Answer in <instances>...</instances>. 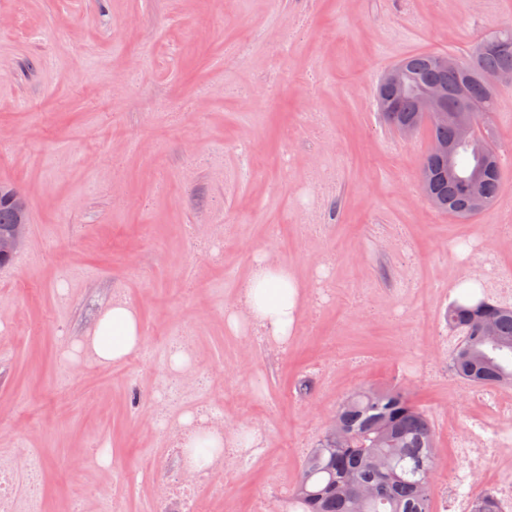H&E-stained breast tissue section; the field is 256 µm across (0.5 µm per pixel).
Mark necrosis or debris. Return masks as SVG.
<instances>
[{
    "mask_svg": "<svg viewBox=\"0 0 512 512\" xmlns=\"http://www.w3.org/2000/svg\"><path fill=\"white\" fill-rule=\"evenodd\" d=\"M473 273L500 306L512 308V266L503 264L498 252L485 254ZM464 395L480 396L484 412L449 434L454 465L440 463L431 482L437 512H512V395L499 383L458 381ZM186 428L169 432L167 444L176 463L157 485L153 512H211L200 490L211 480L208 470L198 471L181 463V441ZM494 474H487L488 462Z\"/></svg>",
    "mask_w": 512,
    "mask_h": 512,
    "instance_id": "1",
    "label": "necrosis or debris"
}]
</instances>
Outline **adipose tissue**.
Returning a JSON list of instances; mask_svg holds the SVG:
<instances>
[{"instance_id": "obj_1", "label": "adipose tissue", "mask_w": 512, "mask_h": 512, "mask_svg": "<svg viewBox=\"0 0 512 512\" xmlns=\"http://www.w3.org/2000/svg\"><path fill=\"white\" fill-rule=\"evenodd\" d=\"M241 296L242 308L227 314L229 330L239 334L259 326L276 341H288L301 316L305 296L287 265L267 254L257 255ZM143 344L136 310L118 303L98 318L92 336L85 343L75 345L73 352L77 355L90 352L97 363L108 365L138 354Z\"/></svg>"}]
</instances>
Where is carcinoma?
Wrapping results in <instances>:
<instances>
[{
	"instance_id": "obj_1",
	"label": "carcinoma",
	"mask_w": 512,
	"mask_h": 512,
	"mask_svg": "<svg viewBox=\"0 0 512 512\" xmlns=\"http://www.w3.org/2000/svg\"><path fill=\"white\" fill-rule=\"evenodd\" d=\"M512 41V29L483 39L468 60L455 67L435 64V55H412L393 65L405 72L414 93L401 100L400 111L389 114L382 103L391 86L382 80L376 101L383 120L396 127L410 121L427 131L429 143L454 144L456 126L424 118L422 98L434 90L449 94L450 105L472 112L476 138L484 147L486 170L465 188L471 171L469 149H463L459 171L448 174V159L425 154L420 165L421 194L435 209L467 219L487 210L500 195L503 173L495 146L482 133V120L495 112L499 88L494 79L512 73V51L492 48L499 39ZM28 211L0 204V239ZM448 324L463 336L457 367L466 377H494L512 383V309L481 298L473 305L457 299L448 306ZM436 459L435 434L428 415L407 393L361 387L340 405L318 445L303 458L293 490L297 512H433L431 491L424 475Z\"/></svg>"
}]
</instances>
